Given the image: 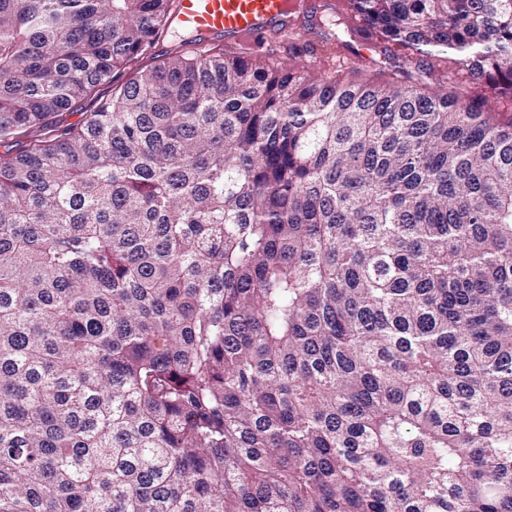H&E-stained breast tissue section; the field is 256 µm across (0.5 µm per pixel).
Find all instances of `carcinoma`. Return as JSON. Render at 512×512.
I'll list each match as a JSON object with an SVG mask.
<instances>
[{
  "instance_id": "carcinoma-1",
  "label": "carcinoma",
  "mask_w": 512,
  "mask_h": 512,
  "mask_svg": "<svg viewBox=\"0 0 512 512\" xmlns=\"http://www.w3.org/2000/svg\"><path fill=\"white\" fill-rule=\"evenodd\" d=\"M320 8L512 96V0ZM174 11L0 0V512H512V115Z\"/></svg>"
}]
</instances>
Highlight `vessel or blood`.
Returning a JSON list of instances; mask_svg holds the SVG:
<instances>
[{"label":"vessel or blood","mask_w":512,"mask_h":512,"mask_svg":"<svg viewBox=\"0 0 512 512\" xmlns=\"http://www.w3.org/2000/svg\"><path fill=\"white\" fill-rule=\"evenodd\" d=\"M289 0H176L174 19L199 47L216 38H253L288 24Z\"/></svg>","instance_id":"1"}]
</instances>
